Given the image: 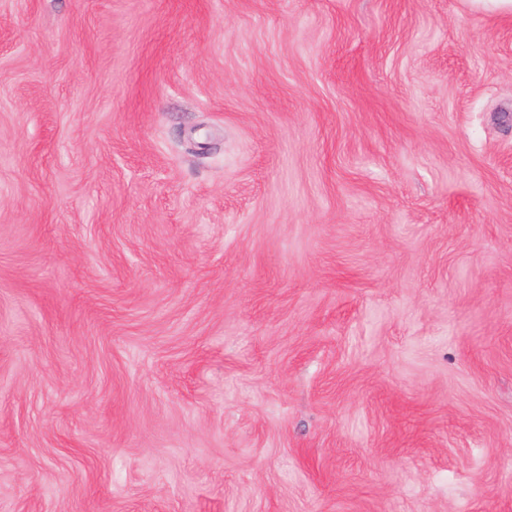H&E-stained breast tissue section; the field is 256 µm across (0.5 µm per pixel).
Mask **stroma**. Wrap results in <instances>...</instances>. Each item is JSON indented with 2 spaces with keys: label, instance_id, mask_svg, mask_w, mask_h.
<instances>
[{
  "label": "stroma",
  "instance_id": "obj_1",
  "mask_svg": "<svg viewBox=\"0 0 512 512\" xmlns=\"http://www.w3.org/2000/svg\"><path fill=\"white\" fill-rule=\"evenodd\" d=\"M0 512H512V15L0 0Z\"/></svg>",
  "mask_w": 512,
  "mask_h": 512
}]
</instances>
